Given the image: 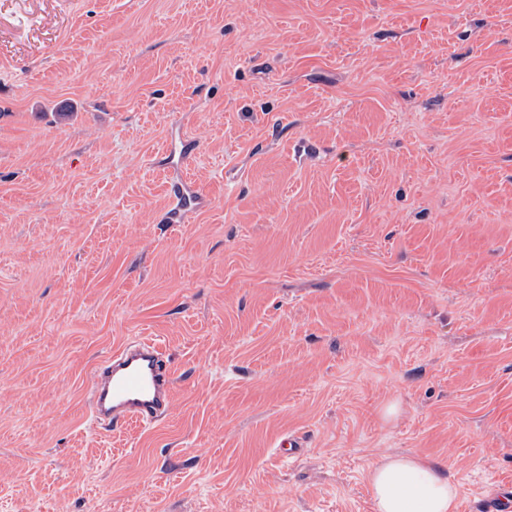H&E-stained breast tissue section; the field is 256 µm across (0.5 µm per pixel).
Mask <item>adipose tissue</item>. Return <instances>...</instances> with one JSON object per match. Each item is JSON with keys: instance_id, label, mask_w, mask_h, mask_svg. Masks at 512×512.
<instances>
[{"instance_id": "ef3b65f1", "label": "adipose tissue", "mask_w": 512, "mask_h": 512, "mask_svg": "<svg viewBox=\"0 0 512 512\" xmlns=\"http://www.w3.org/2000/svg\"><path fill=\"white\" fill-rule=\"evenodd\" d=\"M366 479L375 512H452L457 496L444 468L414 455L383 457Z\"/></svg>"}]
</instances>
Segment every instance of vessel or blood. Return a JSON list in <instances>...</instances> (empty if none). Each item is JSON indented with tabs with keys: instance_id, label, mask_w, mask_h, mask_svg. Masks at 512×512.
Segmentation results:
<instances>
[{
	"instance_id": "b4317fda",
	"label": "vessel or blood",
	"mask_w": 512,
	"mask_h": 512,
	"mask_svg": "<svg viewBox=\"0 0 512 512\" xmlns=\"http://www.w3.org/2000/svg\"><path fill=\"white\" fill-rule=\"evenodd\" d=\"M89 390L96 424L112 430L151 427L171 413L174 371L158 338L144 336L114 350L95 370Z\"/></svg>"
}]
</instances>
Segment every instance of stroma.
Wrapping results in <instances>:
<instances>
[{"instance_id": "1", "label": "stroma", "mask_w": 512, "mask_h": 512, "mask_svg": "<svg viewBox=\"0 0 512 512\" xmlns=\"http://www.w3.org/2000/svg\"><path fill=\"white\" fill-rule=\"evenodd\" d=\"M137 334L172 413L93 427ZM399 453L512 483V0H0V512H375Z\"/></svg>"}]
</instances>
